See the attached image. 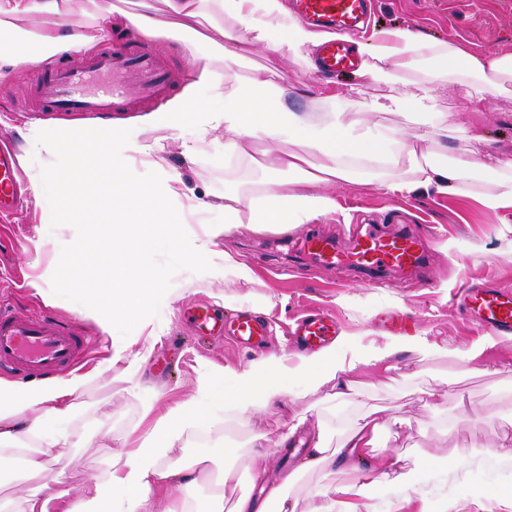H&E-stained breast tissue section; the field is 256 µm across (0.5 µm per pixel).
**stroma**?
Returning a JSON list of instances; mask_svg holds the SVG:
<instances>
[{"mask_svg": "<svg viewBox=\"0 0 512 512\" xmlns=\"http://www.w3.org/2000/svg\"><path fill=\"white\" fill-rule=\"evenodd\" d=\"M369 26L374 30L400 27L428 38L459 41L477 53H512V0H372ZM154 47L181 80L203 63L202 50L174 35L158 38ZM262 61L287 74L286 101L294 109L308 106L314 93L342 95L356 82L368 98L386 91L384 85L357 79L349 72L331 77L316 73L303 79L290 59L266 55ZM41 72V67L24 65L9 81L0 82V135L12 139L27 174L40 161L34 146L22 139L23 131L86 119L82 113L34 111L30 91ZM462 123L483 135L478 153L512 158V91L487 98L466 112ZM191 137L188 127L158 133L156 159L180 173L188 196L212 203V210L199 213L200 221L219 219L217 205L225 192L254 194L262 182L272 180V173L225 152L223 131H215L213 143L188 157L182 144ZM368 173L369 183L331 187L336 211L317 219L316 225L338 237L365 223L412 225L429 243L420 282L411 283L395 274L388 287L372 288L349 268L318 267L298 253L297 242L308 230L304 224L261 232L243 227L225 247L253 268L255 279L250 283L225 280L216 270L191 269L168 247H158L154 275L162 285L176 287L177 293L168 304L151 310L154 334L150 337L139 336L138 325L131 320L117 325L112 333H103L81 314L63 284L56 288L50 304L32 294L27 280L41 275L55 256L52 245L36 246L42 224L41 209L34 201H27L0 227V266L13 270L16 277L8 303L23 313L36 308L66 318L88 332L92 342L87 367L104 363L113 346L134 335L139 336L140 347L150 351L134 380H127L123 364L117 363L83 391L72 425L82 445L59 449V490L74 498L91 484L112 453L140 426L146 400L171 405L194 396L198 376L208 369H223L230 383L253 360L296 357L289 331L312 311L336 319L333 343L337 355L398 342L399 349L389 360L390 370L360 367L363 385L358 396L332 411L327 408L326 389L296 390L282 404L217 423L209 439L222 444L225 460H234L236 451L245 450L248 457L266 466L269 481H276L299 459L288 450L262 447L261 441L276 439L286 419L306 414L300 433L309 436L317 432L321 420L335 416L331 438L337 442L370 407L383 406L395 422L380 436L381 451L403 454L410 462H426L420 485L406 493L411 500L409 512H420L434 500L452 501L462 512H471L470 501L477 489H512V335L483 330L451 301L453 293L470 285L512 290V212L485 210L476 187L467 194L439 196L422 191L409 197L391 196L380 184L395 175V168L372 166ZM190 303L206 304L228 320L251 313L268 321L269 334L257 348L239 345L231 336L201 339L185 313ZM417 336L437 344L439 353L419 360L410 350ZM483 341L489 347L472 362L471 373L458 375L459 358ZM448 454L457 455L459 464L436 466V459ZM354 476L352 468L339 459L305 471L293 488L299 512H310L311 488L345 484Z\"/></svg>", "mask_w": 512, "mask_h": 512, "instance_id": "1", "label": "stroma"}]
</instances>
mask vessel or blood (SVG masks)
<instances>
[{
    "label": "vessel or blood",
    "mask_w": 512,
    "mask_h": 512,
    "mask_svg": "<svg viewBox=\"0 0 512 512\" xmlns=\"http://www.w3.org/2000/svg\"><path fill=\"white\" fill-rule=\"evenodd\" d=\"M295 11L304 19L346 32L355 31L363 21L367 0H294ZM360 59L349 42L330 40L317 54L321 73L334 74L358 69ZM136 76L135 86L114 87L91 94L87 83L95 77ZM177 79L161 63L150 42L135 44L122 52L101 50L92 59L63 64L42 73L33 87V97L44 112H110L140 102L170 95ZM23 205L21 170L14 151L0 143V219ZM304 249L316 264L348 265L377 272L398 271L412 275L423 258L421 243L411 235L395 236L366 232L349 244L340 245L310 232ZM462 306L479 324L499 334L512 333V293L494 288H469L462 294ZM188 316L201 336L231 333L244 345L260 343L267 331L262 321L249 315L225 326L222 316L205 305H193ZM336 334L335 320L312 313L302 318L296 335L305 349L321 348ZM86 346L82 331L44 317L19 314L0 303V370L18 376L56 374L77 364Z\"/></svg>",
    "instance_id": "obj_1"
}]
</instances>
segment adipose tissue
Here are the masks:
<instances>
[{"label":"adipose tissue","mask_w":512,"mask_h":512,"mask_svg":"<svg viewBox=\"0 0 512 512\" xmlns=\"http://www.w3.org/2000/svg\"><path fill=\"white\" fill-rule=\"evenodd\" d=\"M73 0H0V79L19 63L46 65L63 52L88 53L112 35L133 31L156 38L170 31L187 36L208 55L226 62L244 61L265 50L290 58L312 72V48L325 35L287 13L280 0H138L136 10L116 6L82 10L74 23ZM361 74L389 86L380 98L364 100L359 85L346 95L320 93L301 111L291 110L285 89L266 66H251L246 78L203 66L194 70L182 93L160 107L109 126L92 124L39 126L27 139L41 154V167L30 183L44 200L42 222L47 236L61 226L87 224L99 235L92 244L68 241L73 291L103 332L122 320L147 321L152 307L168 303L171 289L153 274L159 242H167L185 263L196 269H219L238 282L254 279L252 268L235 259L219 243L241 227H290L335 213L330 186L357 179L358 164L391 162L400 177L385 181V192L409 196L419 190L444 195L449 183L467 192L474 183L492 212L512 210V158L491 154H452L443 139L461 130L450 113L438 111L430 84L444 81L449 91L471 109L488 96L512 87V54L473 53L457 42L432 40L404 28L385 29L359 47ZM224 99V107L205 105L202 91ZM402 115L405 127L370 122L368 114ZM192 128L187 154H195L216 130L224 132L225 151L248 155L265 146L268 166L277 172L258 195L225 193L224 221L209 225L204 235L192 230L177 201L183 193L179 176L156 162L157 141L146 132H177ZM65 169H58L61 155ZM150 160L152 172L133 171L132 156ZM392 348L362 349L337 357L335 349L299 358L251 362L224 386L223 369L197 379V394L168 408L155 401L143 404L149 422L128 448L116 451L105 469L77 498L57 491L52 469L55 448L71 446L76 400L96 379V372L67 378L18 382L0 379V460L22 457L36 489L21 500L0 498V512H298L292 493L300 478L291 472L269 483L267 471L254 467L243 476L238 463L214 469L215 458L199 454L181 466L169 462L174 448L185 447L190 435L212 426L208 399L225 416L242 417L281 403L290 387L315 391L333 384L329 399L348 402L358 392V367L385 361ZM390 421L384 408L370 409L336 450L328 448V428L320 426L308 441L305 468H315L337 455L363 463L359 480L327 488L313 487L311 512H374L372 491L378 486L413 488L420 464L406 465L401 455L379 453L377 439ZM251 488H243L244 479ZM217 483L206 510H199L190 487ZM236 491L225 505V491Z\"/></svg>","instance_id":"adipose-tissue-1"}]
</instances>
